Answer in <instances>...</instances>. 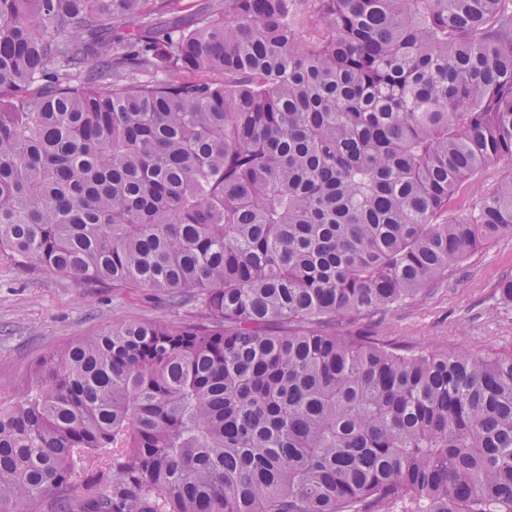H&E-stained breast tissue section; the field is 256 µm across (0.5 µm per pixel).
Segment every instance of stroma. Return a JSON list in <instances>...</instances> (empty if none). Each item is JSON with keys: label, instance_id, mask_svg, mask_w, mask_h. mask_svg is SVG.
I'll return each mask as SVG.
<instances>
[{"label": "stroma", "instance_id": "1", "mask_svg": "<svg viewBox=\"0 0 512 512\" xmlns=\"http://www.w3.org/2000/svg\"><path fill=\"white\" fill-rule=\"evenodd\" d=\"M512 276V237L482 244L447 279L382 316L350 319L341 334L371 336L410 350L466 348L512 355V304L496 286ZM188 308L144 291H115L43 268L28 271L0 258V399L16 395L34 365L76 339L131 321H181Z\"/></svg>", "mask_w": 512, "mask_h": 512}]
</instances>
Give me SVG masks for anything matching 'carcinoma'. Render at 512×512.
Wrapping results in <instances>:
<instances>
[{
  "instance_id": "obj_1",
  "label": "carcinoma",
  "mask_w": 512,
  "mask_h": 512,
  "mask_svg": "<svg viewBox=\"0 0 512 512\" xmlns=\"http://www.w3.org/2000/svg\"><path fill=\"white\" fill-rule=\"evenodd\" d=\"M188 8L0 0V258L196 313L37 363L0 512H512V355L324 329L512 235V0ZM508 169V164H499L489 168L481 178L466 182L458 196L451 202L450 210L462 212L468 209L473 201L490 191Z\"/></svg>"
}]
</instances>
